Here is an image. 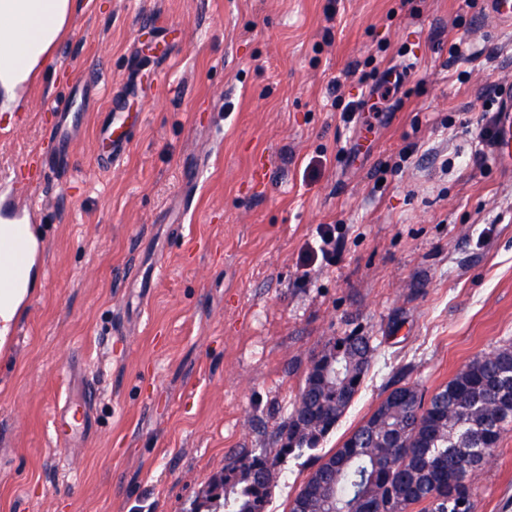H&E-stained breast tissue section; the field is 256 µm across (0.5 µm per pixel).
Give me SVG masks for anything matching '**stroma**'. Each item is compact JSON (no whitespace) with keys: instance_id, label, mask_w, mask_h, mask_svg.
I'll return each mask as SVG.
<instances>
[{"instance_id":"obj_1","label":"stroma","mask_w":512,"mask_h":512,"mask_svg":"<svg viewBox=\"0 0 512 512\" xmlns=\"http://www.w3.org/2000/svg\"><path fill=\"white\" fill-rule=\"evenodd\" d=\"M45 72L0 114V174L46 216L0 347V512H209L229 457L275 450L329 338L375 352L321 455L396 382L433 392L512 342V167L479 138L512 95V26L483 0H85ZM67 91L75 161L49 171ZM116 111L130 146L106 170ZM324 224L331 265L308 260ZM74 369L92 429L59 448ZM494 455L476 512H512V424ZM313 467L288 458L268 512Z\"/></svg>"}]
</instances>
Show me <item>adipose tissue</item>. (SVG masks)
I'll return each mask as SVG.
<instances>
[{
  "instance_id": "adipose-tissue-1",
  "label": "adipose tissue",
  "mask_w": 512,
  "mask_h": 512,
  "mask_svg": "<svg viewBox=\"0 0 512 512\" xmlns=\"http://www.w3.org/2000/svg\"><path fill=\"white\" fill-rule=\"evenodd\" d=\"M79 7V0H0V112L23 107L30 76L50 59ZM39 280V271L30 266L19 281L0 279V344L13 332L19 316L10 288L30 289Z\"/></svg>"
}]
</instances>
